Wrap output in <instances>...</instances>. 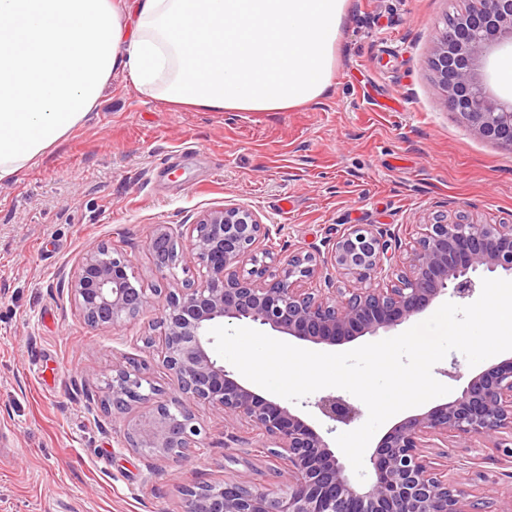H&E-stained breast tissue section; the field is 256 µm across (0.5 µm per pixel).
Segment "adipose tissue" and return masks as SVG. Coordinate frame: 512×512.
I'll use <instances>...</instances> for the list:
<instances>
[{
  "label": "adipose tissue",
  "mask_w": 512,
  "mask_h": 512,
  "mask_svg": "<svg viewBox=\"0 0 512 512\" xmlns=\"http://www.w3.org/2000/svg\"><path fill=\"white\" fill-rule=\"evenodd\" d=\"M350 0H0V181L87 124L113 72L167 105L287 112L330 96Z\"/></svg>",
  "instance_id": "obj_1"
}]
</instances>
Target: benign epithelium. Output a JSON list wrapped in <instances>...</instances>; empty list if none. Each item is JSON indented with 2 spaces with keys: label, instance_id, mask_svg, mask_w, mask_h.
I'll list each match as a JSON object with an SVG mask.
<instances>
[{
  "label": "benign epithelium",
  "instance_id": "obj_1",
  "mask_svg": "<svg viewBox=\"0 0 512 512\" xmlns=\"http://www.w3.org/2000/svg\"><path fill=\"white\" fill-rule=\"evenodd\" d=\"M512 46V0H466L432 48L428 64L444 104L479 138L512 151V99L495 95L485 66ZM327 249L294 250L271 269L269 225L252 209L227 204L190 225L189 256L200 280L169 279L177 256L169 227L149 240L164 288L133 282L117 249L98 244L82 255L69 281L75 311L90 326L115 327L150 317L161 328V363L179 396L157 400L124 430L130 448L183 458L203 446L192 404L212 407L224 429L244 421L270 439L271 455L288 470L283 488H252L238 480L183 488L187 512H490L497 491L476 500L444 479L427 449L507 432L512 435V358L470 379L460 397L408 416L382 438L370 462L372 482L357 487L327 441L279 401L241 382L211 355L212 327L249 321L300 341L336 345L363 333L391 330L425 312L440 295L473 294L471 274L483 267L512 274V224L456 220L422 225L409 245L374 224H351L325 241ZM253 268L242 273L246 262ZM344 286H338V283ZM144 367L112 365L104 403L119 414L156 394ZM328 418L351 410L334 397L320 401Z\"/></svg>",
  "mask_w": 512,
  "mask_h": 512
}]
</instances>
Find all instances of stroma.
I'll use <instances>...</instances> for the list:
<instances>
[{
	"label": "stroma",
	"mask_w": 512,
	"mask_h": 512,
	"mask_svg": "<svg viewBox=\"0 0 512 512\" xmlns=\"http://www.w3.org/2000/svg\"><path fill=\"white\" fill-rule=\"evenodd\" d=\"M340 35L332 95L289 112L175 110L114 74L85 126L41 162L0 182V512H185L184 486L236 479L285 483L269 440L249 425L225 444L220 418L194 407L204 445L193 461L127 447L123 432L146 410L115 416L102 405L112 365L148 362L162 395L174 386L146 337L150 319L91 327L70 302L68 280L96 244L121 251L139 284L161 287L148 246L158 225L177 244V280H196L190 226L230 203L255 210L277 244L322 246L351 224L415 239L419 225L474 216L512 224V152L478 138L434 86L428 56L464 0H352ZM333 423L317 394L292 403L327 442L359 428L363 402ZM493 439L452 449L442 462L469 496L496 486L512 512V460L492 462Z\"/></svg>",
	"instance_id": "obj_1"
}]
</instances>
